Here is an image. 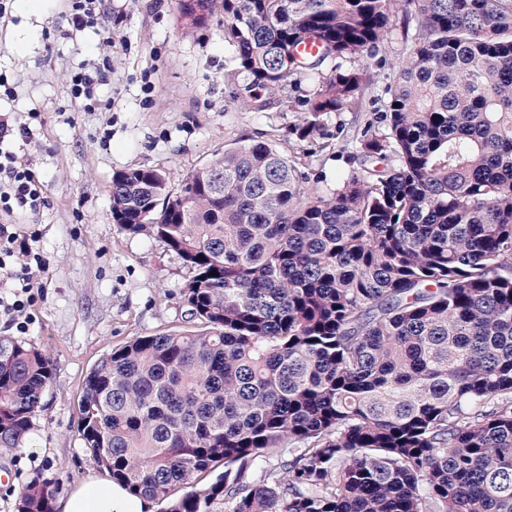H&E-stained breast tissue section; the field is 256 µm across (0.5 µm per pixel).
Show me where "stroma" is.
Returning <instances> with one entry per match:
<instances>
[{"label": "stroma", "mask_w": 512, "mask_h": 512, "mask_svg": "<svg viewBox=\"0 0 512 512\" xmlns=\"http://www.w3.org/2000/svg\"><path fill=\"white\" fill-rule=\"evenodd\" d=\"M0 19V120L29 123L14 151L43 192L34 211L6 220L35 237L43 267L22 312L0 313V336L29 343L53 364L45 408L19 448H0V512H13L33 476L56 497L98 468L78 431L91 369L140 336L196 331L180 292L193 271L162 241L112 222L113 176L151 167L179 186L187 172L241 138L275 143L320 190L360 167L359 129L383 127L387 90L404 45L398 34L370 61L373 86L357 110L332 113L325 134L299 140L298 109L256 113L226 107L221 26L183 30L177 0H97L92 24L73 32L67 0H42L38 13L8 0ZM93 81L90 102L73 98L74 74ZM40 120H30V113ZM26 329H19V322Z\"/></svg>", "instance_id": "35a3bbf8"}]
</instances>
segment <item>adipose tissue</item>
<instances>
[{
  "label": "adipose tissue",
  "instance_id": "adipose-tissue-1",
  "mask_svg": "<svg viewBox=\"0 0 512 512\" xmlns=\"http://www.w3.org/2000/svg\"><path fill=\"white\" fill-rule=\"evenodd\" d=\"M60 507L61 512H154L153 501L132 495L122 484L96 475L75 484Z\"/></svg>",
  "mask_w": 512,
  "mask_h": 512
}]
</instances>
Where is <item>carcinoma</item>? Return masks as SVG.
Returning a JSON list of instances; mask_svg holds the SVG:
<instances>
[{"instance_id":"cac0c4a2","label":"carcinoma","mask_w":512,"mask_h":512,"mask_svg":"<svg viewBox=\"0 0 512 512\" xmlns=\"http://www.w3.org/2000/svg\"><path fill=\"white\" fill-rule=\"evenodd\" d=\"M405 39L362 168L318 191L275 144L112 179V222L163 241L205 330L141 336L90 371L83 448L165 512H512V0H178L224 17L227 103L304 108L299 136L359 105L352 65ZM318 45L299 58L301 44ZM0 336V447L52 380ZM224 464L198 489L193 479ZM185 489L182 497L172 491ZM15 512H54L36 475Z\"/></svg>"}]
</instances>
